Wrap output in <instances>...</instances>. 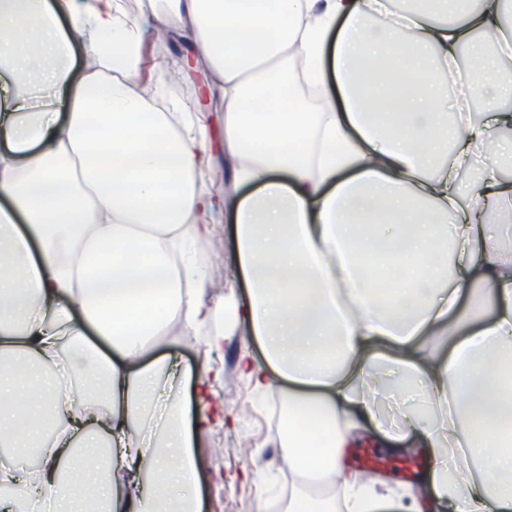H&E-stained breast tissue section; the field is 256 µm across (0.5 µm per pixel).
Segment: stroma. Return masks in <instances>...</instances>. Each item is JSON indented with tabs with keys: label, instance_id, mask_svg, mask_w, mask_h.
<instances>
[{
	"label": "stroma",
	"instance_id": "1",
	"mask_svg": "<svg viewBox=\"0 0 512 512\" xmlns=\"http://www.w3.org/2000/svg\"><path fill=\"white\" fill-rule=\"evenodd\" d=\"M141 44L146 52L139 80L146 86H168L171 71L184 74L186 83L208 91L210 70L201 62H189V52L172 39L168 46L155 48L151 36L156 29L153 14L138 12ZM198 128L213 142L203 164L202 179L214 205L199 215L210 225L209 237L190 248L201 262L199 302L206 307L217 301H244L245 289L231 259V227L224 222V182L214 172L224 171V105L204 103L192 94L175 96ZM258 353L257 344L241 332L233 316L217 319L209 327L195 330L182 321H173L163 335L155 337V356H170L203 366L207 370L206 396L209 420L195 439V459L201 478L202 512H256L264 507L272 512L288 493L290 476L283 466L277 427V399L251 391L241 377L238 362L244 352ZM433 463L428 449L409 448L400 452L388 448L376 431L347 449L344 464L357 480L378 482L380 488L400 493L416 483Z\"/></svg>",
	"mask_w": 512,
	"mask_h": 512
}]
</instances>
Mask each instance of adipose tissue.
Listing matches in <instances>:
<instances>
[{
	"label": "adipose tissue",
	"mask_w": 512,
	"mask_h": 512,
	"mask_svg": "<svg viewBox=\"0 0 512 512\" xmlns=\"http://www.w3.org/2000/svg\"><path fill=\"white\" fill-rule=\"evenodd\" d=\"M122 2L0 0V512H201L179 391L203 371L145 354L172 319L212 317L181 258L209 233L193 220L212 204L197 182L209 144L136 93ZM164 2L159 29L183 24L224 97L237 319L263 353L240 368L285 402L286 512H512V83L498 79L512 0H435L437 22L391 0ZM84 29L97 67L76 79L62 60ZM463 53L478 72L460 76ZM458 83L486 123L449 116ZM452 256L479 276L449 271ZM436 337L453 348L424 350ZM393 376L423 392L428 429ZM371 427L397 450L421 431L425 495L348 498L343 451Z\"/></svg>",
	"instance_id": "1"
}]
</instances>
